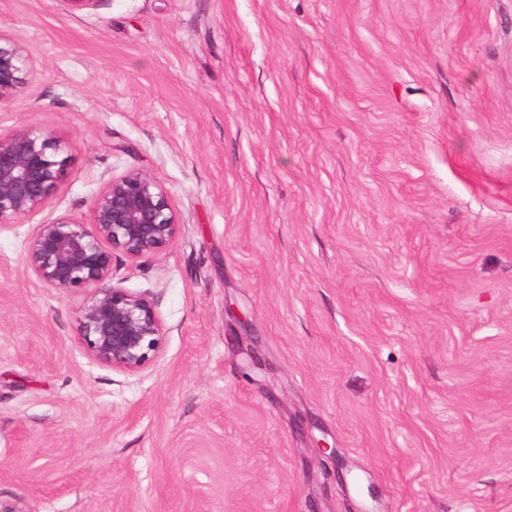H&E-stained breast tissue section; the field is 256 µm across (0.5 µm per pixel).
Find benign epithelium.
I'll use <instances>...</instances> for the list:
<instances>
[{"label": "benign epithelium", "mask_w": 512, "mask_h": 512, "mask_svg": "<svg viewBox=\"0 0 512 512\" xmlns=\"http://www.w3.org/2000/svg\"><path fill=\"white\" fill-rule=\"evenodd\" d=\"M29 56L0 35V104L18 97ZM65 144L28 125L0 131V231L42 208L57 189ZM180 230L168 193L152 175L130 170L110 177L96 197L91 222L60 217L36 225L27 268L44 284L84 296L76 336L95 361L124 371L148 365L166 331L152 299L113 282V251L129 260L163 253Z\"/></svg>", "instance_id": "obj_1"}]
</instances>
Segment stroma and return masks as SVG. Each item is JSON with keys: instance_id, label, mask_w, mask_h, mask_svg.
Here are the masks:
<instances>
[{"instance_id": "stroma-1", "label": "stroma", "mask_w": 512, "mask_h": 512, "mask_svg": "<svg viewBox=\"0 0 512 512\" xmlns=\"http://www.w3.org/2000/svg\"><path fill=\"white\" fill-rule=\"evenodd\" d=\"M0 34V129L68 158L0 232V499L512 512V0H0ZM134 169L181 229L113 256L166 330L128 372L25 256ZM29 56L21 46L0 34V104L16 100L22 85V74Z\"/></svg>"}]
</instances>
